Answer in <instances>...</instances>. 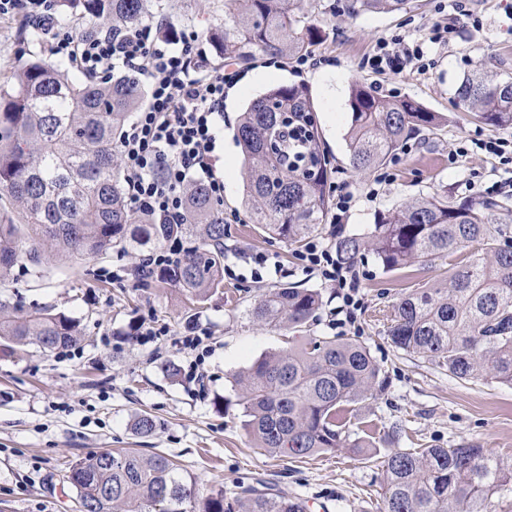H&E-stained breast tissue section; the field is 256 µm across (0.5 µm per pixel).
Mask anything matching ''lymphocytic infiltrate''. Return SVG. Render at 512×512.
Returning <instances> with one entry per match:
<instances>
[{
    "mask_svg": "<svg viewBox=\"0 0 512 512\" xmlns=\"http://www.w3.org/2000/svg\"><path fill=\"white\" fill-rule=\"evenodd\" d=\"M23 14L42 29L51 56L75 62L81 72L102 78L119 68L136 71L148 88L146 103L123 131L117 153L131 207L168 224L186 216L184 187L203 182L216 204L224 202V179L216 168V147L224 127L222 66L209 63L195 31L175 32L151 19L125 31L104 29L77 40L59 20L58 0H0V17ZM336 287L348 323L361 308L359 278L342 267L331 248L309 240L300 256Z\"/></svg>",
    "mask_w": 512,
    "mask_h": 512,
    "instance_id": "obj_1",
    "label": "lymphocytic infiltrate"
}]
</instances>
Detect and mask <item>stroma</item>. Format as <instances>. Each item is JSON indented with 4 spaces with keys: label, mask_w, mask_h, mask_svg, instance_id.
Returning a JSON list of instances; mask_svg holds the SVG:
<instances>
[{
    "label": "stroma",
    "mask_w": 512,
    "mask_h": 512,
    "mask_svg": "<svg viewBox=\"0 0 512 512\" xmlns=\"http://www.w3.org/2000/svg\"><path fill=\"white\" fill-rule=\"evenodd\" d=\"M333 0H300L302 25L316 26L321 39L313 64L257 55L247 65L219 57L235 72L224 94V130L217 153L224 175V262L234 276L202 300H192L163 277L140 283L134 264L142 251L112 249L95 259L53 255L39 272L24 263L8 274L9 291L25 309L49 307L77 320L83 331L78 347L42 352L29 345L0 353V512H76L65 480L71 462L90 452L135 449L161 454L195 481L198 500L212 491L233 495L240 481L262 473L285 494L306 502L309 512H379L384 476L381 436L398 433V447L484 448L512 457V386L487 378L464 382L420 355L395 349L388 337L393 306L419 288H445L453 259L413 261L389 271L364 253L359 274L363 309L355 325L337 320L336 290L304 268L300 247L269 236L252 224L241 206L244 168L233 128L241 107L263 90L288 83L306 84L317 105L322 139L335 170L353 197L342 228L322 224L327 245L337 235L368 236L377 214L435 193L512 197V162L476 148L475 139L512 143V127L494 129L472 118L456 99L463 77L476 70L512 72V0H412L404 12L349 16L332 10ZM246 0H149V14L176 29L205 33L223 28ZM446 38L432 43L438 28ZM22 16L0 18V83L9 81L42 42L29 39ZM402 38L406 48L424 44L422 62L402 72L376 74L365 59L380 42ZM372 88L392 101H412L439 118L436 129H421L385 165L391 178L378 182L377 170L356 172L349 165L346 134L353 84ZM278 257V275L255 280V254ZM123 270L122 279L112 273ZM296 284L320 292L323 306L303 333L339 341L354 339L369 347L385 372L384 395L363 410L378 434L369 447L362 427L348 429L351 445L307 459L271 457L254 449L236 403L234 375L261 354L285 347L288 331L261 327L247 309L266 288ZM166 327L150 342L136 337L139 323ZM208 335L206 352H189L173 340L188 327ZM178 365L180 376L163 373V363ZM198 365L207 389L189 388L185 374ZM153 416V435L135 432L134 422Z\"/></svg>",
    "instance_id": "stroma-1"
}]
</instances>
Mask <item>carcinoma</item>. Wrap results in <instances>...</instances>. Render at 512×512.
Returning <instances> with one entry per match:
<instances>
[{"mask_svg":"<svg viewBox=\"0 0 512 512\" xmlns=\"http://www.w3.org/2000/svg\"><path fill=\"white\" fill-rule=\"evenodd\" d=\"M299 0H249L222 31L205 37L243 64L255 53L293 59L312 51L319 33L298 28ZM411 0H345L343 11L393 12ZM66 13L89 16L114 30L148 18L146 0H64ZM68 61L36 56L10 83L0 84V188L16 202L24 224L40 242L26 248L13 211L0 204V275L27 262L37 266L48 249L95 258L110 249L157 247L179 238L180 262L165 274L183 291L202 296L224 281V212L201 182L188 192L187 222L160 224L131 209L115 148L141 102L140 84L125 74L115 80L75 81ZM456 97L492 127L512 126V77L498 81L481 72L463 78ZM347 132L350 163L370 170L394 154L411 134L437 126V116L411 101L390 102L362 85L352 87ZM301 137L302 154L290 158L288 133ZM236 141L246 178L244 205L265 233L298 244L319 231L333 175L322 145L317 108L308 87L280 85L253 99L240 114ZM512 208L494 198L435 193L378 218L371 250L392 271L414 259H446L476 244L458 262L450 289L412 291L394 306L388 339L420 354L453 377H491L512 386ZM362 241H336L338 258L354 263ZM0 343L14 352L35 344L45 352L76 345V320L50 309L27 311L0 300ZM322 307L310 288H267L249 310L252 322L299 331ZM238 405L255 446L270 456L302 459L339 451L346 443L354 406L382 395L388 380L365 345L355 340L311 337L265 353L234 377ZM383 512H496L495 499L512 488V458L483 448H390L384 455ZM79 512H197L192 487L164 455L136 451L89 453L68 467ZM202 512H307L304 501L243 487L233 497L213 492Z\"/></svg>","mask_w":512,"mask_h":512,"instance_id":"cac0c4a2","label":"carcinoma"}]
</instances>
